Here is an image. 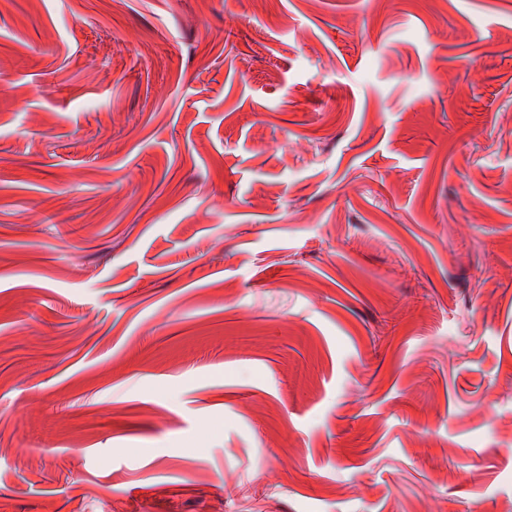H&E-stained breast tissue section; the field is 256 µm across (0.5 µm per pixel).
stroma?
Listing matches in <instances>:
<instances>
[{"instance_id": "obj_1", "label": "stroma", "mask_w": 512, "mask_h": 512, "mask_svg": "<svg viewBox=\"0 0 512 512\" xmlns=\"http://www.w3.org/2000/svg\"><path fill=\"white\" fill-rule=\"evenodd\" d=\"M0 512H512V0H0Z\"/></svg>"}]
</instances>
